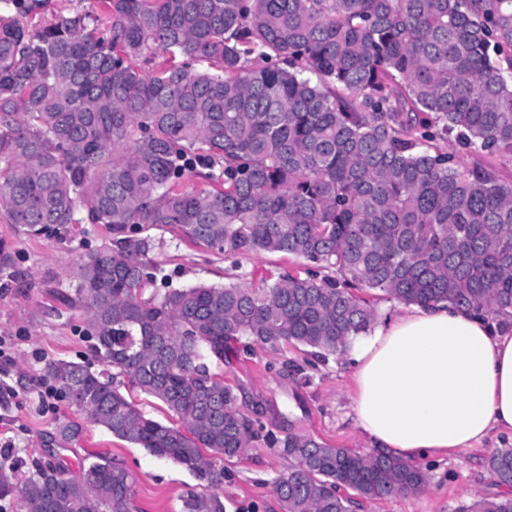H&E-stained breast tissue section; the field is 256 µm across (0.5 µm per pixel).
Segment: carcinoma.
<instances>
[{"label":"carcinoma","instance_id":"carcinoma-1","mask_svg":"<svg viewBox=\"0 0 512 512\" xmlns=\"http://www.w3.org/2000/svg\"><path fill=\"white\" fill-rule=\"evenodd\" d=\"M0 15V215L27 236L84 221L112 243L61 300L86 316L103 365L45 376L75 412L191 471L185 512H224V460L260 425L213 364L242 338L326 359L366 334L362 292L512 320V183L438 141L512 155V0H102L29 25ZM197 175L208 188L184 185ZM168 227L212 251L306 261L265 288H175L141 232ZM160 401L154 420L121 391ZM58 447L0 498L22 512H137L136 478ZM282 512H352L414 494L426 475L393 456L290 433ZM512 488V448L487 459ZM459 512H512V494Z\"/></svg>","mask_w":512,"mask_h":512}]
</instances>
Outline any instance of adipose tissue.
I'll return each mask as SVG.
<instances>
[{
	"label": "adipose tissue",
	"instance_id": "obj_1",
	"mask_svg": "<svg viewBox=\"0 0 512 512\" xmlns=\"http://www.w3.org/2000/svg\"><path fill=\"white\" fill-rule=\"evenodd\" d=\"M352 410L371 447L407 461L512 432V329L443 304L378 322L348 348Z\"/></svg>",
	"mask_w": 512,
	"mask_h": 512
}]
</instances>
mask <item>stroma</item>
<instances>
[{
  "label": "stroma",
  "mask_w": 512,
  "mask_h": 512,
  "mask_svg": "<svg viewBox=\"0 0 512 512\" xmlns=\"http://www.w3.org/2000/svg\"><path fill=\"white\" fill-rule=\"evenodd\" d=\"M147 234L155 243V261L176 287L233 282L257 288L299 264L279 253L213 254L161 228L148 229ZM109 239L98 224L72 225L62 237L24 236L0 218V240L8 244L13 258L11 279L0 281V475L10 480L29 476L58 428L75 419L63 397H56L54 406L42 404L40 381L49 360L93 359L81 332L82 313L62 309L59 295L75 287L83 259ZM304 358L302 348L292 345L275 350L255 344L246 350L235 343L227 348L220 372L238 387L241 404L266 434L241 457L225 463L220 489L224 512H280L273 483L288 463L268 445V437L298 433L370 452L351 417L352 369L347 357L336 355L308 366ZM281 412L287 414V423L278 420ZM499 448H512L511 434L442 460H424L421 467L428 482L421 492L369 500L354 512H457L472 500L502 494L486 465ZM95 455L109 456L135 474L141 512H183L184 498L202 490L185 467L87 422L64 457L75 472L80 462Z\"/></svg>",
  "instance_id": "stroma-1"
}]
</instances>
